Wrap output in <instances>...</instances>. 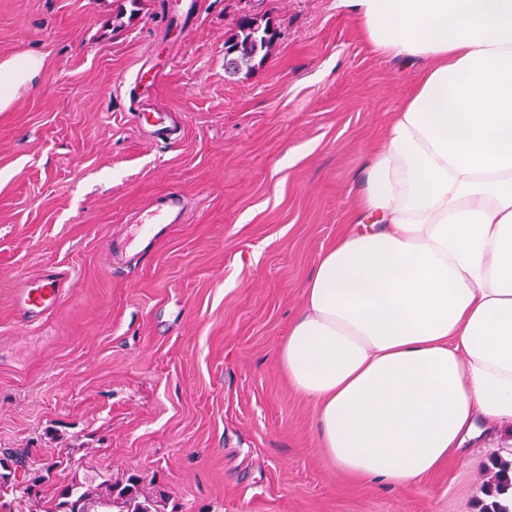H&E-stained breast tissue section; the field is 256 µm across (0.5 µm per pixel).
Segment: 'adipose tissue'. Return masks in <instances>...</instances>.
<instances>
[{"instance_id":"ef3b65f1","label":"adipose tissue","mask_w":512,"mask_h":512,"mask_svg":"<svg viewBox=\"0 0 512 512\" xmlns=\"http://www.w3.org/2000/svg\"><path fill=\"white\" fill-rule=\"evenodd\" d=\"M426 63L280 350L347 472L408 486L512 422V0H340Z\"/></svg>"}]
</instances>
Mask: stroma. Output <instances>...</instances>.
I'll return each mask as SVG.
<instances>
[{
  "mask_svg": "<svg viewBox=\"0 0 512 512\" xmlns=\"http://www.w3.org/2000/svg\"><path fill=\"white\" fill-rule=\"evenodd\" d=\"M161 3L0 0V63L42 61L0 108V448L70 459L47 498L136 473L175 512H481L511 424L412 485L356 477L279 364L422 64L374 51L338 0H205L176 28ZM245 14L279 37L232 76L224 43ZM143 107L178 113L181 138H146ZM170 192L184 220L107 257ZM55 270L58 306L24 318L16 293Z\"/></svg>",
  "mask_w": 512,
  "mask_h": 512,
  "instance_id": "stroma-1",
  "label": "stroma"
}]
</instances>
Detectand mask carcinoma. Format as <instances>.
Here are the masks:
<instances>
[{"mask_svg": "<svg viewBox=\"0 0 512 512\" xmlns=\"http://www.w3.org/2000/svg\"><path fill=\"white\" fill-rule=\"evenodd\" d=\"M277 37V28L270 19L244 15L238 31L225 42L228 70L234 74L250 66L257 57H266ZM29 450L6 449L0 453V501L8 496H37L38 488L50 478L53 469L61 466L56 460L45 472L30 473ZM490 479L483 492L492 498L486 512H512V459L500 455L491 459ZM161 493L147 491L141 476L131 474L122 480L107 479L94 486L76 478L63 486L44 512H165Z\"/></svg>", "mask_w": 512, "mask_h": 512, "instance_id": "1", "label": "carcinoma"}]
</instances>
